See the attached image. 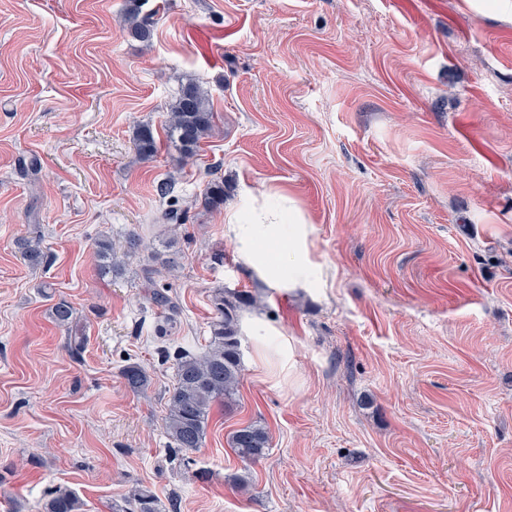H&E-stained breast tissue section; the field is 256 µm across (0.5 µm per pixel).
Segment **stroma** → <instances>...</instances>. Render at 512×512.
Returning <instances> with one entry per match:
<instances>
[{"mask_svg": "<svg viewBox=\"0 0 512 512\" xmlns=\"http://www.w3.org/2000/svg\"><path fill=\"white\" fill-rule=\"evenodd\" d=\"M148 2L141 42L125 0H0V512L57 486L112 512L135 482L172 512H512V0ZM191 80L214 122L182 164L162 124ZM274 187L319 273L285 296L224 234L244 190ZM186 198L167 245L151 218ZM133 231L149 248L102 272L97 239ZM32 237L46 262L23 259ZM164 260L178 309L158 336L141 270ZM218 288L249 291L265 335H242L235 404L183 462L167 391ZM248 423L271 437L255 464L228 446ZM148 0H127L125 5V21L129 33L140 40H149L153 29L150 14H142L143 5ZM135 148L143 160H150L158 150L156 137L151 127L140 126L136 130ZM121 375L125 380L126 386L136 393L146 389L150 383V377L146 370L137 363L125 365L121 370Z\"/></svg>", "mask_w": 512, "mask_h": 512, "instance_id": "35a3bbf8", "label": "stroma"}]
</instances>
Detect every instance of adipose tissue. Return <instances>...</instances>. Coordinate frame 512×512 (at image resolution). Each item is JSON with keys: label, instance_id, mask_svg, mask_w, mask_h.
I'll return each mask as SVG.
<instances>
[{"label": "adipose tissue", "instance_id": "ef3b65f1", "mask_svg": "<svg viewBox=\"0 0 512 512\" xmlns=\"http://www.w3.org/2000/svg\"><path fill=\"white\" fill-rule=\"evenodd\" d=\"M275 196L273 205L255 202L229 211L224 233L235 243L253 276L271 290L281 293L309 288L314 270L306 226L280 205L283 191H276Z\"/></svg>", "mask_w": 512, "mask_h": 512}]
</instances>
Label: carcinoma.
Listing matches in <instances>:
<instances>
[{"label":"carcinoma","mask_w":512,"mask_h":512,"mask_svg":"<svg viewBox=\"0 0 512 512\" xmlns=\"http://www.w3.org/2000/svg\"><path fill=\"white\" fill-rule=\"evenodd\" d=\"M146 0H127L125 21L129 33L140 40L152 36L151 16L142 13ZM213 120L209 96L204 88L189 82L183 85L174 98L165 119L166 137L178 152L182 161L193 159L200 144L208 134ZM135 148L144 160L155 156L158 150L151 127L140 126L136 130ZM205 204L217 208L224 204V181L211 180L204 189ZM187 209L164 210L159 221L164 226L185 223ZM24 257L34 264L45 258L41 239L35 237L22 242ZM98 257L112 260V271H121L115 261L117 247L113 241L100 238L96 241ZM174 271L167 264L163 268L144 269V287L154 289L151 300L171 309L172 298L157 290V283L165 273ZM251 296L245 290L219 289L212 297L215 317L209 325V339L205 351L200 354L181 352L176 358V383L169 392L165 429L171 447L191 453L202 447L206 438L209 416L213 406L222 401L230 406L242 375L241 341L238 313L249 305ZM50 316L59 327L68 326L73 318V307L60 298L50 307ZM126 386L133 392H141L150 383L146 370L137 363H129L121 370ZM229 446L242 460L257 463L263 460L270 448L267 429L258 424H247L236 429L229 438ZM82 502L74 491L57 487L49 491L39 505V512H81ZM112 512H161L160 501L147 487L137 484L131 488L123 502L112 505Z\"/></svg>","instance_id":"obj_1"}]
</instances>
